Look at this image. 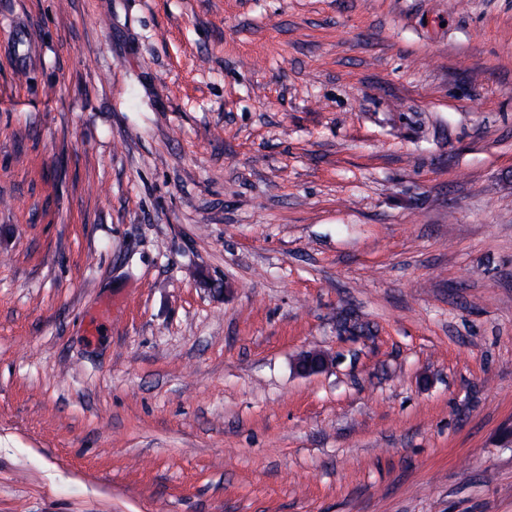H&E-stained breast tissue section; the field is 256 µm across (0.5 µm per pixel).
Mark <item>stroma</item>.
Wrapping results in <instances>:
<instances>
[{
	"label": "stroma",
	"mask_w": 512,
	"mask_h": 512,
	"mask_svg": "<svg viewBox=\"0 0 512 512\" xmlns=\"http://www.w3.org/2000/svg\"><path fill=\"white\" fill-rule=\"evenodd\" d=\"M6 15L0 512H512V0Z\"/></svg>",
	"instance_id": "obj_1"
}]
</instances>
